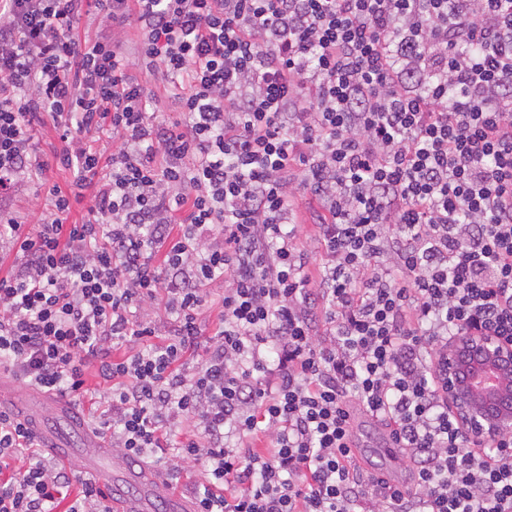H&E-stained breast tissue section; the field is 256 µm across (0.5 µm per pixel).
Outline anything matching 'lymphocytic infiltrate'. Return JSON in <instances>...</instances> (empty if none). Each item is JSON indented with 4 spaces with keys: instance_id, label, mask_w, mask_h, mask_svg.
<instances>
[{
    "instance_id": "lymphocytic-infiltrate-1",
    "label": "lymphocytic infiltrate",
    "mask_w": 512,
    "mask_h": 512,
    "mask_svg": "<svg viewBox=\"0 0 512 512\" xmlns=\"http://www.w3.org/2000/svg\"><path fill=\"white\" fill-rule=\"evenodd\" d=\"M48 124L92 218L55 185L28 230ZM0 249V365L90 395L126 458L176 448L166 482L201 466L197 512H512V431L466 439L436 366L472 329L512 343V0H0ZM359 412L414 489L356 461ZM0 512L112 509L0 412ZM147 87L155 94L157 110L170 118H178L177 106L168 98L161 78L148 79Z\"/></svg>"
}]
</instances>
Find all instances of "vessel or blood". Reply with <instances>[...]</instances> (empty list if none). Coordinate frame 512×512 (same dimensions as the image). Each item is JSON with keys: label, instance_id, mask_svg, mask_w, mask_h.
I'll list each match as a JSON object with an SVG mask.
<instances>
[{"label": "vessel or blood", "instance_id": "vessel-or-blood-1", "mask_svg": "<svg viewBox=\"0 0 512 512\" xmlns=\"http://www.w3.org/2000/svg\"><path fill=\"white\" fill-rule=\"evenodd\" d=\"M7 412L19 415L29 432L38 437L54 458L80 461L96 471L99 484L109 499L118 501L121 512H147L153 500L167 499L170 512H191L184 500L172 495L160 477L146 469L126 464L112 469L100 467L101 459L112 457L108 443L77 422L70 406L50 394L36 392L27 399L8 404ZM81 444H74L72 434Z\"/></svg>", "mask_w": 512, "mask_h": 512}]
</instances>
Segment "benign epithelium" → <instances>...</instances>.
I'll list each match as a JSON object with an SVG mask.
<instances>
[{
  "mask_svg": "<svg viewBox=\"0 0 512 512\" xmlns=\"http://www.w3.org/2000/svg\"><path fill=\"white\" fill-rule=\"evenodd\" d=\"M441 383L463 433L489 442L512 429V347L473 330L448 342Z\"/></svg>",
  "mask_w": 512,
  "mask_h": 512,
  "instance_id": "7a95c632",
  "label": "benign epithelium"
}]
</instances>
